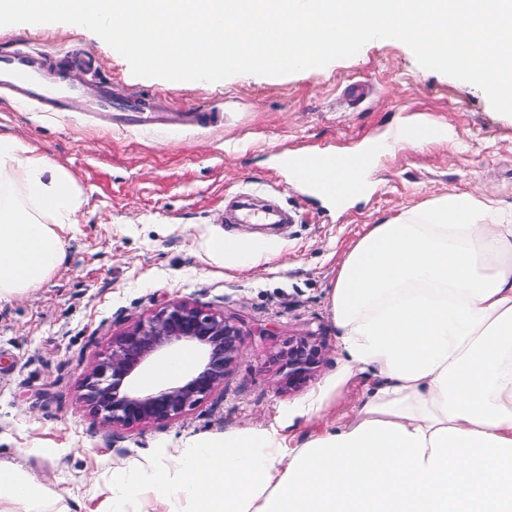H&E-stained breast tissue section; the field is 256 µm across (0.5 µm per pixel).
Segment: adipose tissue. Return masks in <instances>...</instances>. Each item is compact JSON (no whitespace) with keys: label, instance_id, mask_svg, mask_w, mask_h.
Segmentation results:
<instances>
[{"label":"adipose tissue","instance_id":"obj_1","mask_svg":"<svg viewBox=\"0 0 512 512\" xmlns=\"http://www.w3.org/2000/svg\"><path fill=\"white\" fill-rule=\"evenodd\" d=\"M69 176L0 135V300L60 266L78 225ZM347 372L377 379L350 421L293 444L283 426L129 460L95 512H512V214L451 194L371 225L331 293ZM40 484L0 461V512Z\"/></svg>","mask_w":512,"mask_h":512}]
</instances>
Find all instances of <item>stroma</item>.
<instances>
[{
    "mask_svg": "<svg viewBox=\"0 0 512 512\" xmlns=\"http://www.w3.org/2000/svg\"><path fill=\"white\" fill-rule=\"evenodd\" d=\"M31 49L54 60L89 51L82 76L123 95L155 97V124L114 125L74 100L41 112L0 94V133L45 154L80 196L79 226L63 263L38 287L0 302V460L37 477L32 512H76V494L112 480L123 461L158 460L161 449L198 437L288 421L296 444L344 424L372 373L347 374L330 312L346 253L370 225L456 193L512 210V116L493 110L475 85L422 68L402 42L366 43L321 68L218 82L133 75L93 32L67 23L0 26V51ZM369 94L352 103L348 81ZM219 108L218 126L193 123L179 106ZM416 121L448 136L412 144L391 130ZM385 142L369 190L345 208L290 177L287 157L310 150L361 151ZM273 205L289 220L229 223L238 196ZM247 235L263 249L254 264L213 257V238ZM174 300L223 312L242 332L243 356L210 397L181 418L129 428L103 424L80 401L85 373L113 334ZM312 336L326 355L291 391L274 358L289 337ZM322 395L319 416H296ZM44 448L59 456L48 460Z\"/></svg>",
    "mask_w": 512,
    "mask_h": 512,
    "instance_id": "stroma-1",
    "label": "stroma"
}]
</instances>
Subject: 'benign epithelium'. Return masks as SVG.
I'll return each mask as SVG.
<instances>
[{"mask_svg": "<svg viewBox=\"0 0 512 512\" xmlns=\"http://www.w3.org/2000/svg\"><path fill=\"white\" fill-rule=\"evenodd\" d=\"M181 349L198 353L185 376L152 389L139 385V372L147 363ZM323 356L312 337H290L279 355L288 389L303 386ZM241 357L240 329L224 313L173 301L112 337L104 356L84 377L82 399L114 427L173 420L219 388Z\"/></svg>", "mask_w": 512, "mask_h": 512, "instance_id": "7a95c632", "label": "benign epithelium"}]
</instances>
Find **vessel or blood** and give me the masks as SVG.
Segmentation results:
<instances>
[{"label":"vessel or blood","mask_w":512,"mask_h":512,"mask_svg":"<svg viewBox=\"0 0 512 512\" xmlns=\"http://www.w3.org/2000/svg\"><path fill=\"white\" fill-rule=\"evenodd\" d=\"M43 62L38 54L13 51L0 55V88L38 102L43 111L62 112L68 100L80 98L88 112H156L153 98L111 97L101 94L85 97L80 82L61 81L48 85L41 80ZM366 159L361 155L313 151L292 159L290 166L298 183L315 195L344 207L363 195L367 184L361 178Z\"/></svg>","instance_id":"obj_1"}]
</instances>
